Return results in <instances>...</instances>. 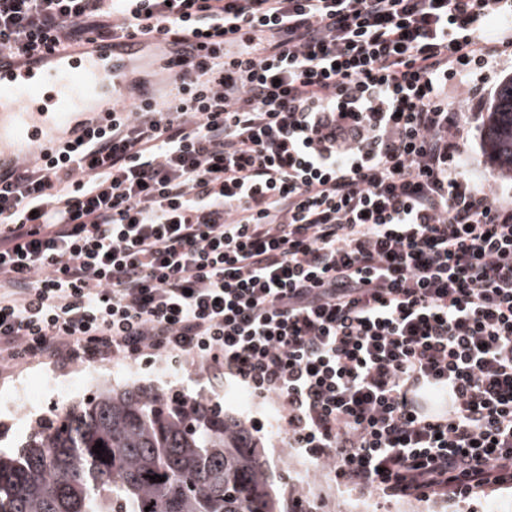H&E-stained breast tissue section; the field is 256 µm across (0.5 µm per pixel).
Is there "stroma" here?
<instances>
[{
	"label": "stroma",
	"mask_w": 512,
	"mask_h": 512,
	"mask_svg": "<svg viewBox=\"0 0 512 512\" xmlns=\"http://www.w3.org/2000/svg\"><path fill=\"white\" fill-rule=\"evenodd\" d=\"M491 103H484L471 137L466 165L480 181L488 180L502 191H512V178L500 175L484 151V134ZM111 379L116 386H133L144 391L187 394L220 404L227 416L245 423L262 451L272 481L286 512H292L294 500L309 503L317 512H512V490L497 489L471 498H461L442 509L428 502L410 499L383 501L370 495H358L334 489L313 462L287 448L284 435L276 427L279 411L274 403H261L242 387L212 380L206 372L191 364L169 370L147 367L140 362H114L108 365L85 364L65 368L33 365L5 376L0 374V397L15 395L14 408L0 406V450L24 442L31 424L59 405L75 403L93 395L94 378ZM38 383L44 392L40 404L26 405L20 394L25 386Z\"/></svg>",
	"instance_id": "1"
}]
</instances>
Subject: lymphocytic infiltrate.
<instances>
[{
	"instance_id": "obj_1",
	"label": "lymphocytic infiltrate",
	"mask_w": 512,
	"mask_h": 512,
	"mask_svg": "<svg viewBox=\"0 0 512 512\" xmlns=\"http://www.w3.org/2000/svg\"><path fill=\"white\" fill-rule=\"evenodd\" d=\"M128 35L163 93L0 172V370L191 360L336 488L511 487L512 196L464 163L512 0H0L19 59Z\"/></svg>"
}]
</instances>
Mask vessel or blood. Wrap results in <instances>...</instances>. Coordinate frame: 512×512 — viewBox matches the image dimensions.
<instances>
[{"mask_svg":"<svg viewBox=\"0 0 512 512\" xmlns=\"http://www.w3.org/2000/svg\"><path fill=\"white\" fill-rule=\"evenodd\" d=\"M141 38L102 42L88 53H45L18 63L0 53V165L16 160V142L32 154L54 153L57 129L105 126L113 103L131 94L126 74Z\"/></svg>","mask_w":512,"mask_h":512,"instance_id":"b4317fda","label":"vessel or blood"}]
</instances>
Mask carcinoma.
Wrapping results in <instances>:
<instances>
[{
  "instance_id": "1",
  "label": "carcinoma",
  "mask_w": 512,
  "mask_h": 512,
  "mask_svg": "<svg viewBox=\"0 0 512 512\" xmlns=\"http://www.w3.org/2000/svg\"><path fill=\"white\" fill-rule=\"evenodd\" d=\"M485 148L512 177V78ZM103 443L105 452L92 447ZM157 475L165 481L153 482ZM151 510H145V507ZM0 512H282L245 425L192 396L101 386L0 453Z\"/></svg>"
}]
</instances>
